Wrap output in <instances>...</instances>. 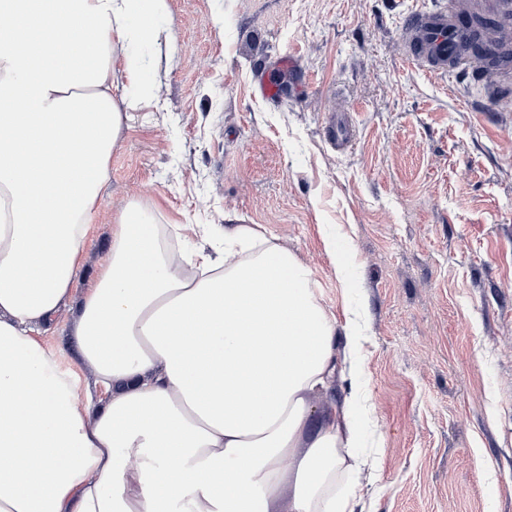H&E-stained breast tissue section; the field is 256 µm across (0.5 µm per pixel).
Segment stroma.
<instances>
[{
    "instance_id": "obj_1",
    "label": "stroma",
    "mask_w": 512,
    "mask_h": 512,
    "mask_svg": "<svg viewBox=\"0 0 512 512\" xmlns=\"http://www.w3.org/2000/svg\"><path fill=\"white\" fill-rule=\"evenodd\" d=\"M447 4L167 0L138 53L152 101L112 148L74 284L93 286L130 205L189 245L245 224L293 254L362 326L355 413L377 471L355 491L375 512H512V109L480 111L470 74L426 75L399 38ZM291 52L287 93L265 99Z\"/></svg>"
}]
</instances>
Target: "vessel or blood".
I'll return each mask as SVG.
<instances>
[{"label": "vessel or blood", "instance_id": "b4317fda", "mask_svg": "<svg viewBox=\"0 0 512 512\" xmlns=\"http://www.w3.org/2000/svg\"><path fill=\"white\" fill-rule=\"evenodd\" d=\"M481 20L512 30V0H470L463 11L442 8L410 15L400 32L408 61L432 76L466 70L479 43Z\"/></svg>", "mask_w": 512, "mask_h": 512}]
</instances>
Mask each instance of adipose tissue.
Instances as JSON below:
<instances>
[{"label":"adipose tissue","mask_w":512,"mask_h":512,"mask_svg":"<svg viewBox=\"0 0 512 512\" xmlns=\"http://www.w3.org/2000/svg\"><path fill=\"white\" fill-rule=\"evenodd\" d=\"M164 10L0 0V512H366L359 321L288 251L228 224L187 252L131 207L72 299ZM72 302L76 366L40 336Z\"/></svg>","instance_id":"obj_1"}]
</instances>
